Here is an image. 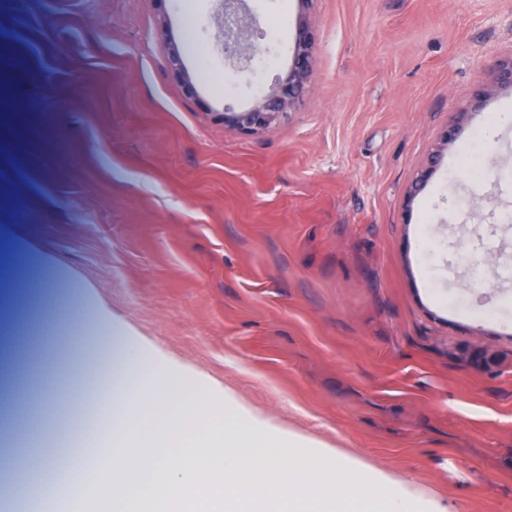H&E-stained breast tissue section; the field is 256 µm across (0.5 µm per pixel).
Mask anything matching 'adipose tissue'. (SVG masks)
Instances as JSON below:
<instances>
[{"label": "adipose tissue", "mask_w": 512, "mask_h": 512, "mask_svg": "<svg viewBox=\"0 0 512 512\" xmlns=\"http://www.w3.org/2000/svg\"><path fill=\"white\" fill-rule=\"evenodd\" d=\"M115 373L100 482L115 512H435L375 467L253 414L150 355L132 336L103 338ZM208 422L204 440L193 424Z\"/></svg>", "instance_id": "obj_1"}]
</instances>
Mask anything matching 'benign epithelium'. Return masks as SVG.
Masks as SVG:
<instances>
[{"label": "benign epithelium", "instance_id": "7a95c632", "mask_svg": "<svg viewBox=\"0 0 512 512\" xmlns=\"http://www.w3.org/2000/svg\"><path fill=\"white\" fill-rule=\"evenodd\" d=\"M298 3L299 19L288 68L276 77L272 90L257 97L249 108L241 111L226 108L214 113L215 120L224 124V128L242 135H257L300 104L315 63L316 33L309 19L313 0H298ZM213 21L225 60L238 69H250L255 57L260 55L261 41L265 39L263 30L254 18L235 4L234 0H217ZM167 64L172 76L181 83L185 96L197 98L196 85L184 69L182 51L175 44L169 47ZM494 83L501 88L512 89V55L499 61ZM462 130L460 120L445 126L439 133V144L447 146L458 141ZM438 156L437 149L430 153L427 163L420 169L414 189H420L431 179Z\"/></svg>", "mask_w": 512, "mask_h": 512}]
</instances>
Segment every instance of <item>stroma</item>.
I'll use <instances>...</instances> for the list:
<instances>
[{
    "label": "stroma",
    "instance_id": "stroma-1",
    "mask_svg": "<svg viewBox=\"0 0 512 512\" xmlns=\"http://www.w3.org/2000/svg\"><path fill=\"white\" fill-rule=\"evenodd\" d=\"M246 8L266 38L238 73L213 0H0V284L34 267L59 322L0 342L10 381L71 404L104 332L133 336L440 512H512V279L478 289L472 267L512 268V233L486 230L512 215V127L482 140L512 93L470 109L512 54V0H314L303 98L253 136L214 115L287 68L299 5ZM172 43L198 99L168 74ZM471 149L498 179L467 174ZM475 345L490 368L466 358ZM58 421L33 425L34 467L0 456L35 496L63 466Z\"/></svg>",
    "mask_w": 512,
    "mask_h": 512
}]
</instances>
